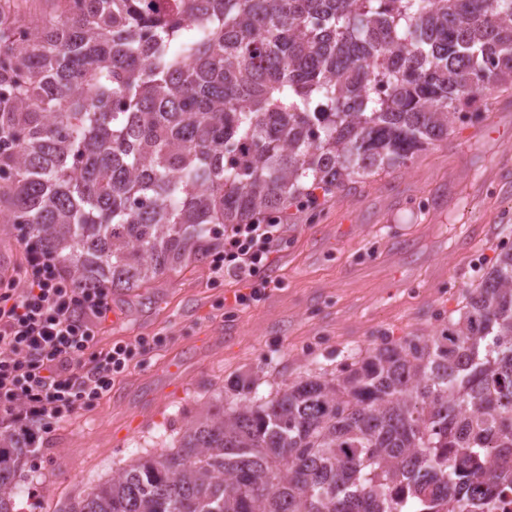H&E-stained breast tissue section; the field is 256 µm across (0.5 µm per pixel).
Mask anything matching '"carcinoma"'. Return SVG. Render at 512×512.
I'll return each mask as SVG.
<instances>
[{"mask_svg":"<svg viewBox=\"0 0 512 512\" xmlns=\"http://www.w3.org/2000/svg\"><path fill=\"white\" fill-rule=\"evenodd\" d=\"M65 0L0 25V233L84 288L205 260L226 224L343 192L512 87V0ZM433 336L205 403L179 444L55 512H484L512 487V248ZM22 429L0 428V512Z\"/></svg>","mask_w":512,"mask_h":512,"instance_id":"cac0c4a2","label":"carcinoma"}]
</instances>
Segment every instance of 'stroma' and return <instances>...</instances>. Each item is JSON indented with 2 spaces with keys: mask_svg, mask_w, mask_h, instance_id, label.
<instances>
[{
  "mask_svg": "<svg viewBox=\"0 0 512 512\" xmlns=\"http://www.w3.org/2000/svg\"><path fill=\"white\" fill-rule=\"evenodd\" d=\"M483 119L389 174L291 211L272 248L277 288L249 307L212 283L208 263L112 294L102 340L147 338L109 396L38 438L19 512H54L132 458L173 446L186 416L230 380H282L332 369L384 339L428 336L465 288L512 246V90Z\"/></svg>",
  "mask_w": 512,
  "mask_h": 512,
  "instance_id": "35a3bbf8",
  "label": "stroma"
}]
</instances>
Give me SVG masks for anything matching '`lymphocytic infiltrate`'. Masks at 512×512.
<instances>
[{
    "mask_svg": "<svg viewBox=\"0 0 512 512\" xmlns=\"http://www.w3.org/2000/svg\"><path fill=\"white\" fill-rule=\"evenodd\" d=\"M282 224H228L224 247L212 254V282L250 281L233 304L249 306L275 283L260 276ZM111 309V292L75 285L55 252L27 247L23 265L0 275V419L53 426L98 402L114 378L147 349L146 340L100 345L98 326Z\"/></svg>",
    "mask_w": 512,
    "mask_h": 512,
    "instance_id": "f902f5d3",
    "label": "lymphocytic infiltrate"
}]
</instances>
